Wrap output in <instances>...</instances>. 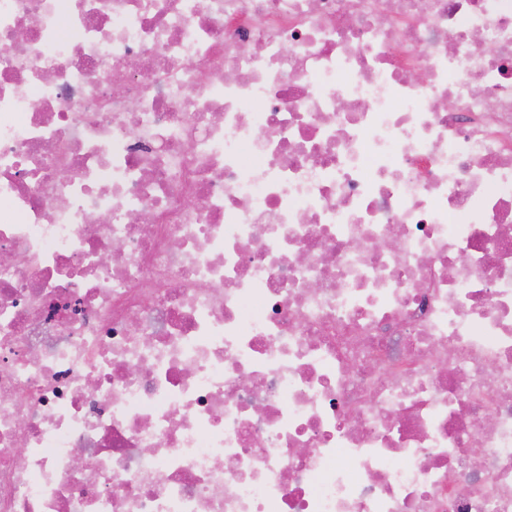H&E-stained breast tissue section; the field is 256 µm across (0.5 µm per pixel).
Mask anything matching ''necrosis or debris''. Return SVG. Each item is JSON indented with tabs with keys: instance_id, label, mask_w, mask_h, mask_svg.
Segmentation results:
<instances>
[{
	"instance_id": "1",
	"label": "necrosis or debris",
	"mask_w": 512,
	"mask_h": 512,
	"mask_svg": "<svg viewBox=\"0 0 512 512\" xmlns=\"http://www.w3.org/2000/svg\"><path fill=\"white\" fill-rule=\"evenodd\" d=\"M0 512H512V0H0Z\"/></svg>"
}]
</instances>
